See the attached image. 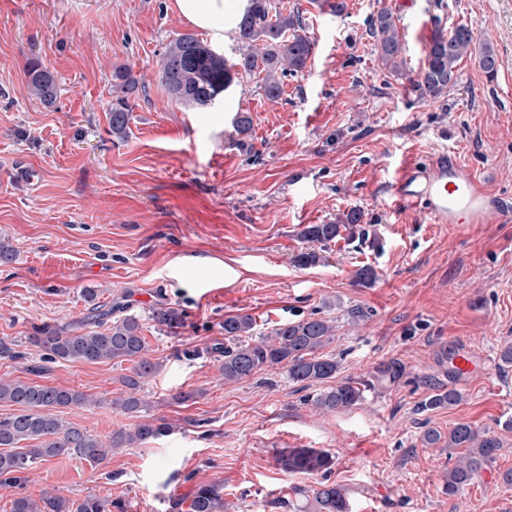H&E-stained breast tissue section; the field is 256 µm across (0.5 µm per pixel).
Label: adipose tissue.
<instances>
[{
  "instance_id": "adipose-tissue-1",
  "label": "adipose tissue",
  "mask_w": 512,
  "mask_h": 512,
  "mask_svg": "<svg viewBox=\"0 0 512 512\" xmlns=\"http://www.w3.org/2000/svg\"><path fill=\"white\" fill-rule=\"evenodd\" d=\"M180 17L190 26L207 31L215 45L236 29L248 0H174Z\"/></svg>"
}]
</instances>
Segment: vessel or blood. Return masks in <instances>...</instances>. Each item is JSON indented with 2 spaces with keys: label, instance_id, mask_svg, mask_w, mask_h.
<instances>
[{
  "label": "vessel or blood",
  "instance_id": "b4317fda",
  "mask_svg": "<svg viewBox=\"0 0 512 512\" xmlns=\"http://www.w3.org/2000/svg\"><path fill=\"white\" fill-rule=\"evenodd\" d=\"M394 194L400 203L422 206L435 224H482L493 215L512 217L511 206L446 153L429 165H407Z\"/></svg>",
  "mask_w": 512,
  "mask_h": 512
}]
</instances>
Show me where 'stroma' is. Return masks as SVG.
<instances>
[{"label":"stroma","instance_id":"stroma-1","mask_svg":"<svg viewBox=\"0 0 512 512\" xmlns=\"http://www.w3.org/2000/svg\"><path fill=\"white\" fill-rule=\"evenodd\" d=\"M288 0L304 13L315 52L285 78L281 99L254 83L232 85L206 111L173 100L159 82L166 45L188 33L173 0H0V238L17 250L0 266V379L73 388L92 405L62 419L106 440L137 418L113 409L127 364L54 362L31 345L44 327L80 329L83 291L94 288L113 315L131 311L159 371L142 394L148 419L170 435L116 450L93 467L68 457L30 473L22 489L0 484V512L16 492L71 500L95 496L112 512H175L200 483L223 482L224 512H290L296 488L313 478L282 472L277 450L330 451V479L351 494V512H512V221L434 224L397 202L393 184L411 163L448 151L512 201V0ZM399 18L406 67L426 63L436 29L474 27L495 49L494 77L477 57L461 61L447 96L419 97L379 63L368 20L381 8ZM39 61L59 86L45 105L27 88ZM128 67L145 83L130 100L129 133L112 136V74ZM249 113L250 135L233 119ZM34 172L26 180L25 172ZM355 234L322 245L309 224L351 208ZM313 251L316 264L301 266ZM375 269L367 287L357 271ZM215 280L203 294L200 284ZM166 305L169 329L151 319ZM365 318L351 323L347 312ZM254 317L256 333L310 316L335 319L325 348L338 379L363 383L357 407L319 412L284 368L225 381L227 316ZM482 359L458 380L461 346ZM462 395L451 408L422 410L438 388ZM466 421L502 446L479 484L448 495V451L427 448L424 428Z\"/></svg>","mask_w":512,"mask_h":512}]
</instances>
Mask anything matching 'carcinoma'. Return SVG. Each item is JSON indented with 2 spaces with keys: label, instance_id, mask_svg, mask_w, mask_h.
Returning a JSON list of instances; mask_svg holds the SVG:
<instances>
[{
  "label": "carcinoma",
  "instance_id": "cac0c4a2",
  "mask_svg": "<svg viewBox=\"0 0 512 512\" xmlns=\"http://www.w3.org/2000/svg\"><path fill=\"white\" fill-rule=\"evenodd\" d=\"M378 60L388 72L407 79L424 99L437 100L455 84L458 64L473 53L474 29L460 24L450 33L438 30L430 38L427 62L417 75L405 70V47L398 18L389 9H381L368 22ZM306 22L299 11H288L279 0H249L236 31L238 57L229 65L225 58L208 50L192 34H181L165 47L160 60V83L177 102L198 109L210 107L236 79L260 76L256 87L270 101L283 92L282 78L303 71L314 54L315 43L305 32ZM31 94L47 105L55 103L57 79L52 71L33 61L28 69ZM139 80L127 68H118L112 76V104L108 123L112 136H127L130 120L129 99L139 90ZM363 214L351 208L329 224H308L301 236L326 245L362 223ZM89 304L84 330L44 328L29 337V342L47 352L49 359L66 362L101 363L120 360L131 363L122 376V396L112 406L125 415L140 416L149 404L139 391L144 380L160 369L147 356L141 336L140 317L126 314L112 321V310L96 302L97 290H83ZM151 319L160 328L179 323L180 314L172 307L153 309ZM255 321L249 314L224 319V364L226 381H239L265 366H281L288 379L307 388L315 383L327 387L311 396V405L325 412L356 407L365 400L361 384L347 380L331 383L340 369L335 357L322 353L334 339L336 326L324 318L308 317L298 321L277 322L270 331L253 339ZM461 400L455 389H442L431 395L428 407H453ZM0 402L20 407V413L0 419V477L15 486L28 479L29 472L55 457L68 456L99 466L119 448H131L158 439L171 432L162 419L142 423L133 429L112 432L109 442L89 434L75 424L62 420L56 410L82 407L88 395L71 388L37 382L0 379ZM421 440L429 448L441 442L447 447L463 448L465 453L443 473L444 489L454 495L480 481L487 465L495 460L501 442L487 430L468 422H459L443 435L429 427ZM276 466L283 472L306 476H324L331 471L334 457L318 448H287L275 455ZM303 499L299 512H351L347 488L322 481L318 487L299 488ZM185 512H224V485L216 482L196 485L182 503ZM11 512H108L103 500L88 496L75 502L59 495L44 494L36 501L18 493Z\"/></svg>",
  "mask_w": 512,
  "mask_h": 512
}]
</instances>
